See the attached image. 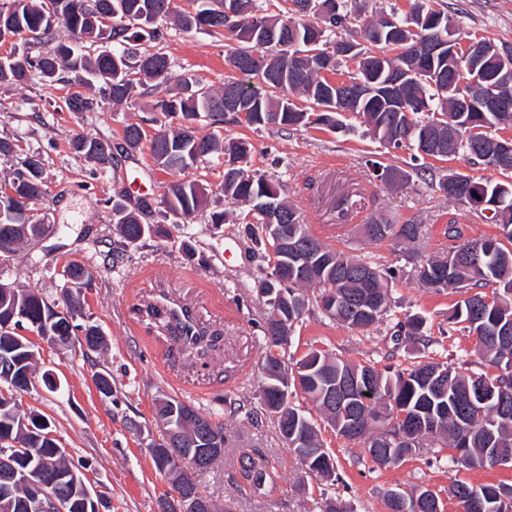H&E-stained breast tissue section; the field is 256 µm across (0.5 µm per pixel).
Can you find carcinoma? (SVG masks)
<instances>
[{"mask_svg":"<svg viewBox=\"0 0 512 512\" xmlns=\"http://www.w3.org/2000/svg\"><path fill=\"white\" fill-rule=\"evenodd\" d=\"M196 12L193 29L203 30L209 35L233 41L228 50V61L233 70L243 79L227 81L224 91L216 94H195L198 81L184 79L179 88L168 97L157 99L155 110L162 118L155 119L159 128H166L165 118L171 112L182 115H207L215 124L224 121V102L229 100L237 108L246 111L244 124L260 128L276 125L280 127L305 126L317 128L338 126L340 115L336 112H320L322 98L336 94V89L355 87L356 80L366 83L365 95L350 101L351 114L363 120L366 131L380 142L399 148L411 144L416 150L441 160L470 154L467 133L489 125L499 128L512 126V112H456L451 95L439 93L432 87L435 75L453 66L448 60V49H443L428 71L416 68L415 60L400 53L406 42H413L418 33L417 18L421 12L429 13L440 23L438 30L448 35V22H453L454 34L470 37L458 21L447 12L436 8L435 0H412L406 12L394 10L400 24L396 30H378L380 21L375 19L363 30V38L369 47L362 49L364 58L357 64L358 70L348 74V79H328L322 71L313 67L306 59L293 58L288 43L298 39L300 51L306 52V43L318 41L312 46L321 50L334 42L331 35L338 28H346L351 16L357 11V0H339V8L330 18L302 13L286 5L279 13L268 14L257 5V0H234L235 16L215 20L214 8H200V0H187ZM187 10L173 6V0H10L0 5V24H7L17 32H33L39 40L49 42L52 33L51 17L80 36L76 46L58 43L46 51L33 55L27 51L16 52L17 63L0 68V83L22 85L39 82H79L86 86L93 77L100 83L99 99L77 95V112H94L99 101L121 103L133 96L153 94L168 81L169 62L163 53L140 54L138 42L160 39L157 22L174 15L179 25H184ZM112 18V28L105 40L112 49L95 54L85 52L96 45L101 31L95 26L102 20ZM412 72V93L407 111L395 112L390 108L389 91L386 86L388 68L391 66ZM299 96L309 102L306 108L289 101ZM438 112L444 120L438 125L430 124L431 113ZM123 144L112 146L109 140L93 134H80L72 140V150L93 162L105 172L114 162V152L136 151L147 145L155 162L170 171L181 172L194 167L215 153L224 154V169L220 191L224 198L248 208L253 218L262 220L259 204L277 202L288 212V223L295 226L297 237L315 243L311 252L312 268L306 273L294 253L270 241L264 244L270 271L263 273L257 282L259 293L276 289L288 291V304L268 303L271 316L268 329L278 324L280 328L293 332L306 305L316 304L330 319L357 330H367L379 323L389 311L390 285L386 269L371 261L332 249L316 238L307 225L300 222L296 211L288 206L281 195V185L252 169L250 144L242 139H223L212 134L196 144L194 136L183 130L166 133L164 145L156 148L147 141L143 130L128 125L123 130ZM44 186L43 163L37 155L30 156V165L18 169L8 184L0 188V202L7 198V189L19 196L34 193ZM466 191L474 196L487 197V201L499 200L493 209L492 222L497 233L488 237L465 236L460 224H449L444 235L450 241L448 251L461 254L454 261L449 255L429 256L422 260L418 277L423 286L432 287L435 272L446 274L449 289H468L472 294L456 306L448 316L450 324H466V329L476 338L475 352L497 369L499 374H464L446 362L419 361L409 368L394 372H377L369 382L371 399H361L360 383L370 367L366 363L344 361L323 350H313L299 360L305 371L301 373L300 390L324 414L327 422L336 431L343 433L349 415L341 414L338 408L328 403L326 375L336 379H350L355 383L351 389L352 411L358 416L369 415L372 422L362 423L359 430L348 436L354 444L386 447L384 423L378 416L394 407L415 416L433 414L439 419L440 431H419L413 448H419L422 440L438 441L449 448H462L471 467L492 468L495 463L487 452L489 448H512V335L498 333L501 326L512 322V180H493L489 177H473L466 184ZM208 200L207 188L195 180L174 181L164 194L163 209L156 210L153 204L142 199L133 211L116 204L113 208L114 223L127 243H137L151 234L158 233V226L151 223L154 214L163 219L174 217L189 220ZM371 227L379 229L374 242L388 243L391 251L416 241L422 232L420 224H401L392 232V223L382 219ZM45 227L38 224H16L8 215L0 217V244L9 247L0 249V259L14 255L16 246L30 242L44 234ZM88 266L71 263L65 268L61 291L65 292L60 302H47L31 291L13 288L0 289V374L8 368L13 378L22 383L32 378L31 341L16 333L22 328L52 340L59 346H68L78 336H84L87 348L94 350L102 342L98 327L80 323L85 317L84 289L92 278L84 277ZM494 286L492 294L479 289ZM313 288L316 293L307 296L303 289ZM368 288L380 289L383 298L381 310L374 316L354 323L351 317ZM69 308L78 319L69 321L67 316L55 312L57 307ZM155 316L164 319V327L178 345L179 354L188 358H207L216 351L221 336L209 335L197 330L189 337L186 327L164 317V313L151 308ZM400 333L414 343L427 348L433 344L427 335L426 320L414 314L400 323ZM159 419H167L169 428L180 433L184 440L199 437L196 421L203 418L192 405L177 398L162 399L156 405ZM281 438L292 433L308 434L313 447L324 444L314 423L293 406L288 413L276 419ZM9 437L22 438L27 443V454L12 461L15 475L10 493L0 495V512H37L36 492L24 476H39L38 482L45 490L70 500L69 512H89L83 501L80 488L65 479L72 468L66 460L56 454V439L52 436L51 422L38 412H26L19 417L14 406L0 397V441ZM269 461L262 454L245 453L240 458V475L244 480L266 478L273 481L268 471Z\"/></svg>","mask_w":512,"mask_h":512,"instance_id":"carcinoma-1","label":"carcinoma"}]
</instances>
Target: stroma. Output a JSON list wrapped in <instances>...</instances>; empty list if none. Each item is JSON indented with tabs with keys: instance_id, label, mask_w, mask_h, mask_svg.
<instances>
[{
	"instance_id": "35a3bbf8",
	"label": "stroma",
	"mask_w": 512,
	"mask_h": 512,
	"mask_svg": "<svg viewBox=\"0 0 512 512\" xmlns=\"http://www.w3.org/2000/svg\"><path fill=\"white\" fill-rule=\"evenodd\" d=\"M439 2L467 31L512 54V0ZM162 30L157 46L171 62L168 89H177L186 76L223 88L232 75L223 39L180 30L170 19L163 21ZM68 92L57 83L0 86V137L16 144L13 157L0 159V187L10 181L18 162L40 155L44 194L31 219L59 227L0 261V284L37 292L53 302L61 296L60 272L66 264L82 262L94 272L93 285L85 292V313L102 331V346L95 351L60 349L32 336L34 383L18 402L23 410L49 417L68 460L106 500L109 512H163L173 497L169 480L157 472L149 451L150 443L163 435L155 415L163 396L193 405L224 427V457L199 477L217 512H318L317 501L337 499L349 512H386L385 493L394 487L408 491L429 485L444 492L454 478L512 484V467H438L437 457L448 451L428 441L402 465L377 467L364 448L337 436L315 404L296 389L289 397L291 405L315 423L336 463L331 481L305 474L284 447L273 420L261 412L258 385L270 308L254 283L267 260L261 245L242 232L246 207L228 204L215 190L224 171L223 156H211L178 174L157 166L144 148L122 157L107 172H97L94 163L71 150L70 141L92 132L116 143L129 124L152 132L155 99L135 97L119 105L104 101L97 112H72L64 103ZM198 133L250 143L254 169L280 183L283 198L317 238L372 261L385 260L397 273L388 313L367 331L336 323L318 307L306 308L288 343L289 364L322 349L380 370L409 367L423 354L454 367L467 362L475 373L488 372L474 351V336L462 325L448 323L461 293L424 287L417 276L421 258L447 252L443 231L448 222L462 225L471 238L495 233L484 214L448 200L437 186L451 170L485 176L482 165L463 157L428 158L424 170L415 171L411 147L381 145L357 118L345 131L255 129L228 114L216 126L199 121ZM371 160L408 171L409 183L392 185L372 177L367 167ZM181 178L206 185V207L188 223H163L161 234L125 245L112 222L113 201L124 192L160 202L168 185ZM220 211L227 212L226 222L212 223L211 214ZM381 218L421 225L422 234L393 253L368 244L361 227ZM185 238L192 241L194 258L178 249ZM116 247L124 254L115 262L110 254ZM159 288L185 301L204 326L220 334L218 352L194 364L182 359L157 319L145 312ZM415 313L426 318L434 340L422 354L395 335L398 322ZM97 372L110 376L111 396L97 391ZM47 376L57 382L58 391L45 386ZM251 449L268 457L277 473L275 486L263 494L240 489V455Z\"/></svg>"
}]
</instances>
